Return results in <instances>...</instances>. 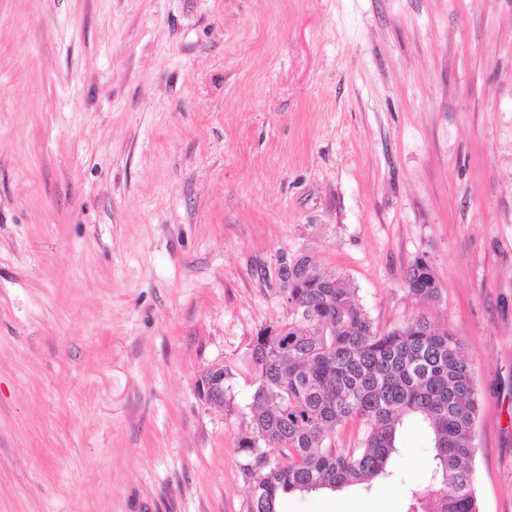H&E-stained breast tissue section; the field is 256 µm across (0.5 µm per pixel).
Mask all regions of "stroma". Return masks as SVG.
I'll return each instance as SVG.
<instances>
[{
  "label": "stroma",
  "instance_id": "35a3bbf8",
  "mask_svg": "<svg viewBox=\"0 0 512 512\" xmlns=\"http://www.w3.org/2000/svg\"><path fill=\"white\" fill-rule=\"evenodd\" d=\"M302 257L457 336L512 512V0H0V512H248ZM430 458L408 427L394 479L280 512H405ZM405 284L409 294L423 300H435L440 295L437 279L425 258H418L407 271ZM219 369H222L223 373H224L223 366H213V367H210L207 370H205L203 373H201V375L197 379L196 393H197L198 398L201 401H203L205 404L215 405V406H223V404H224V398H225L224 376H225V374L223 376V373L217 372L214 375H212V377H211V380L213 381V379L216 376H219V377L223 376L221 379V381L223 383V398L221 400L214 398V392H213L212 387L207 379V376H209L210 372H214Z\"/></svg>",
  "mask_w": 512,
  "mask_h": 512
}]
</instances>
